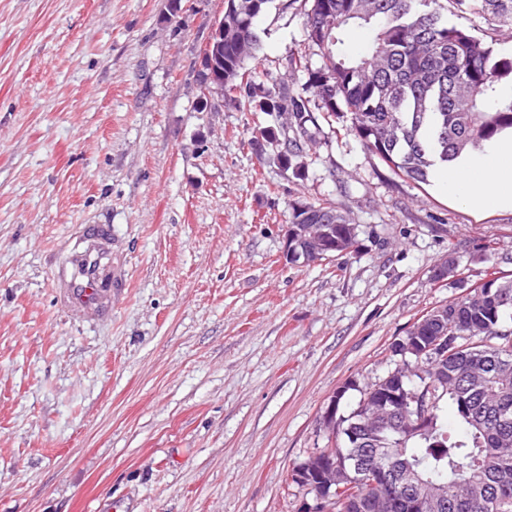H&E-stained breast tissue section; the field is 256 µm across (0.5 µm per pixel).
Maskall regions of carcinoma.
<instances>
[{
	"label": "carcinoma",
	"instance_id": "obj_1",
	"mask_svg": "<svg viewBox=\"0 0 512 512\" xmlns=\"http://www.w3.org/2000/svg\"><path fill=\"white\" fill-rule=\"evenodd\" d=\"M306 13L307 45L322 64L307 65L308 54L291 55L289 74L273 77L247 67L259 49L257 18L268 8L236 0L224 13V52L216 60L224 72V99L248 112H266L272 124L260 133L296 127L300 139L276 146L273 159L296 177L305 175L314 142V112L349 122L362 145L396 175L426 182L430 172L464 152L480 150L505 130H512V96L501 87L512 82V54L495 50L475 35L467 22L483 20L500 36L512 32V0H311ZM371 32L366 51L341 50L349 27ZM297 72L307 74V90L288 92V106L275 104L277 87ZM313 96H308V93ZM289 223L325 224L321 258L352 251L358 225L335 205L306 200L289 202ZM310 256V260L319 258ZM448 335L469 346L448 364L408 355L386 376L359 389L349 415L332 413L327 428L334 438L363 427L376 431L377 409L392 392L413 397L426 392L427 428L416 433L418 415L409 412L386 432L390 455L369 458L420 479L421 491L442 495L445 512H486L470 499L476 489L497 491L512 512V278L496 277L443 305ZM432 312L414 322L409 336L434 335ZM448 381H443V370ZM348 443L316 448L291 474L318 503V512H359L356 503H373L370 512H388L379 491L357 484L346 498L324 496L319 487L297 479L302 471L325 466L359 477Z\"/></svg>",
	"mask_w": 512,
	"mask_h": 512
}]
</instances>
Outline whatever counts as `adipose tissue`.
Instances as JSON below:
<instances>
[{
	"label": "adipose tissue",
	"instance_id": "obj_1",
	"mask_svg": "<svg viewBox=\"0 0 512 512\" xmlns=\"http://www.w3.org/2000/svg\"><path fill=\"white\" fill-rule=\"evenodd\" d=\"M436 178L449 198L473 210H512V131L449 161Z\"/></svg>",
	"mask_w": 512,
	"mask_h": 512
}]
</instances>
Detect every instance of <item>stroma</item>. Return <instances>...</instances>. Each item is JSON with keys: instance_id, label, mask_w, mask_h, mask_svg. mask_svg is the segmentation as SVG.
Returning <instances> with one entry per match:
<instances>
[{"instance_id": "1", "label": "stroma", "mask_w": 512, "mask_h": 512, "mask_svg": "<svg viewBox=\"0 0 512 512\" xmlns=\"http://www.w3.org/2000/svg\"><path fill=\"white\" fill-rule=\"evenodd\" d=\"M311 0H271L258 70L287 72ZM224 0H0V512H298L292 469L331 397L489 275L512 211L396 176L317 113L305 178L198 69ZM332 203L357 251L286 262L294 199ZM112 228L109 316L55 302L63 243ZM455 257L454 277L436 269Z\"/></svg>"}]
</instances>
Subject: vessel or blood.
<instances>
[{
  "label": "vessel or blood",
  "instance_id": "obj_1",
  "mask_svg": "<svg viewBox=\"0 0 512 512\" xmlns=\"http://www.w3.org/2000/svg\"><path fill=\"white\" fill-rule=\"evenodd\" d=\"M109 234V226L84 225L83 247L70 249L55 274L61 306L79 319L95 320L112 310V258L88 247Z\"/></svg>",
  "mask_w": 512,
  "mask_h": 512
}]
</instances>
